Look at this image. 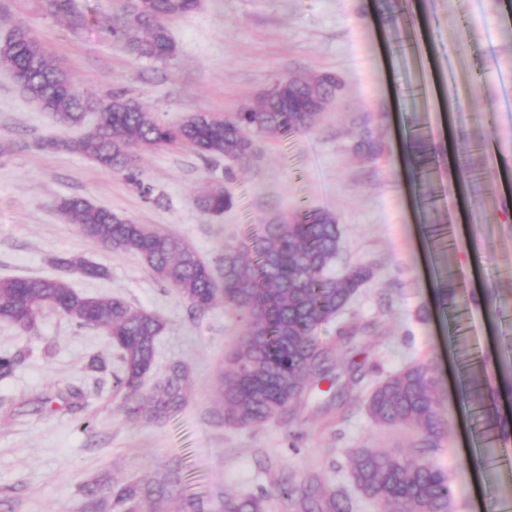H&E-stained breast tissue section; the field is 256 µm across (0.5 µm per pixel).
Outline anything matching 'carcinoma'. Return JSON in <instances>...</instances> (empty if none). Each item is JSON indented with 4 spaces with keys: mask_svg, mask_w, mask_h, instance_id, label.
Segmentation results:
<instances>
[{
    "mask_svg": "<svg viewBox=\"0 0 512 512\" xmlns=\"http://www.w3.org/2000/svg\"><path fill=\"white\" fill-rule=\"evenodd\" d=\"M198 4L125 0L123 15L113 20L109 32L130 53L166 61L176 53L168 21L191 13ZM53 5L72 27H87L88 16L72 0H53ZM0 67L14 74L29 100L64 126H79L88 112L97 111L95 125L81 137L47 139L42 148L79 153L139 187L136 153L142 148L184 147L208 161L222 157L245 166L253 154V135L284 137L310 129L320 116L292 109L288 100L271 94L253 112H195L178 123H164L123 93L99 99L80 94L66 69L24 27L0 40ZM197 205L207 214L220 215L232 207L233 199L224 185L215 183L197 197ZM56 208L84 238L138 256L148 273L177 290L192 311H207L220 299L235 310L243 331L217 372L214 390L219 419L229 427L256 426L285 413L303 399L312 376L330 375L334 349L323 344L319 328L347 307L371 275L364 266L341 276L328 274L339 251L340 227L336 216L324 210L281 214L264 224L259 236L224 248L218 278L180 237L137 224L84 197L62 198ZM51 264L58 270L55 277L0 278V322L31 334L42 310L51 308L80 327L99 331L112 343L115 368L93 355L85 369L112 371V389L122 396L128 419H137L146 408L157 422L180 411L189 383L183 365H172L151 390L143 389L164 328L161 317L119 296L97 298L74 290L67 280L73 271L95 279L106 275L104 267L80 255H56ZM31 356L28 348L1 355L0 378ZM441 405L430 364L418 360L380 381L367 398L376 421L410 426L427 440L439 438L446 429ZM349 461L355 483L369 498L385 502L389 512H448L452 490L432 461L372 448L351 450ZM83 495L84 512H152L161 499L176 503L173 512L186 509L174 469L126 482L102 477L83 486ZM270 496V491L226 495L220 512H266ZM299 504L303 512H349L334 491L321 487L302 490Z\"/></svg>",
    "mask_w": 512,
    "mask_h": 512,
    "instance_id": "cac0c4a2",
    "label": "carcinoma"
}]
</instances>
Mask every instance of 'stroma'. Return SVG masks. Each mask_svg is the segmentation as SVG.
I'll return each instance as SVG.
<instances>
[{"instance_id": "35a3bbf8", "label": "stroma", "mask_w": 512, "mask_h": 512, "mask_svg": "<svg viewBox=\"0 0 512 512\" xmlns=\"http://www.w3.org/2000/svg\"><path fill=\"white\" fill-rule=\"evenodd\" d=\"M89 17L72 31L49 0H0V38L23 25L69 69L77 90L121 91L160 120L237 111L256 103L275 76L330 73L342 86L309 130L256 138L247 167L203 161L176 147L140 150L149 196L85 156L40 143L75 137L0 69V140L20 147L0 160V278L54 275L68 252L107 268V277L69 274L76 291L120 296L158 313L164 329L146 387L170 365L189 374L184 408L161 423L126 422L111 374L87 372L92 354L111 356L103 333L47 309L36 334L0 324V355L31 347L29 362L0 378V512H82L81 488L102 476L129 481L180 466L189 498L214 512L224 494L259 493L286 481L327 486L351 512H382L356 485L351 448L410 455L419 439L405 426L374 422L365 399L408 362L432 364L448 422L431 455L454 495L448 512H479L511 496L512 438L492 441L469 395L481 373L496 415L512 422V105L501 100L512 76V23L503 0H415L391 19L384 0H200L173 19V59L130 54L105 24L119 0H75ZM369 126L379 158L358 147ZM431 140L430 205L417 183L412 133ZM453 148H446V141ZM213 181L233 197L223 215L195 198ZM143 186V187H144ZM82 196L139 224L188 241L211 267L222 248L260 232L283 213L335 214L340 275L354 265L371 280L319 334L335 342L356 323L360 337L339 350L331 380L312 381L298 406L265 423L233 428L214 415L216 371L242 324L224 304L190 315L185 300L150 275L136 256L113 252L64 223L55 208ZM452 280L453 305L438 302ZM81 388L69 405L59 393Z\"/></svg>"}]
</instances>
